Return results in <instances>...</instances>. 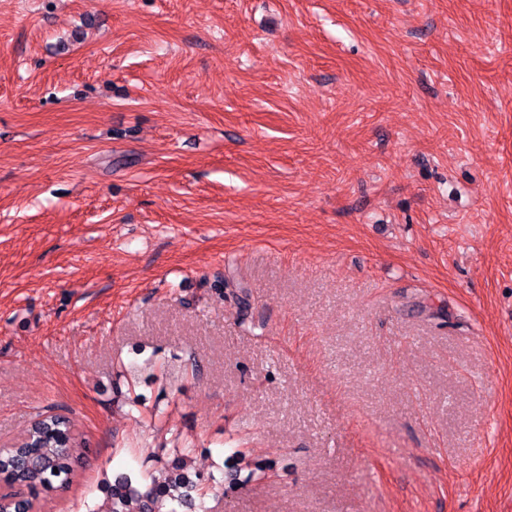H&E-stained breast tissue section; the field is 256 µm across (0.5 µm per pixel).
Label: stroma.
<instances>
[{
    "label": "stroma",
    "mask_w": 512,
    "mask_h": 512,
    "mask_svg": "<svg viewBox=\"0 0 512 512\" xmlns=\"http://www.w3.org/2000/svg\"><path fill=\"white\" fill-rule=\"evenodd\" d=\"M45 411L36 512L247 435L213 512H512V0H0V445ZM9 448L0 455V487L21 486L36 497L69 483L86 445L68 417L42 413Z\"/></svg>",
    "instance_id": "1"
}]
</instances>
